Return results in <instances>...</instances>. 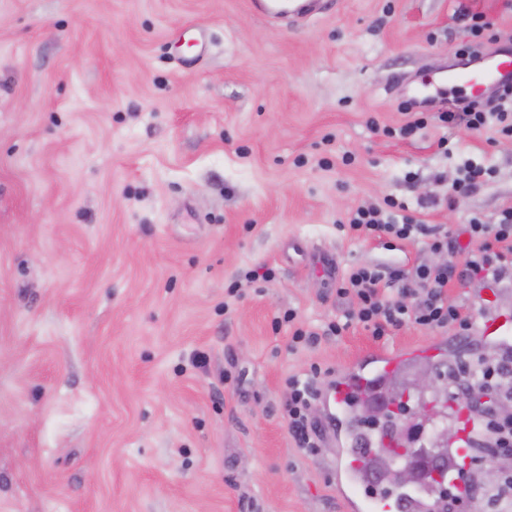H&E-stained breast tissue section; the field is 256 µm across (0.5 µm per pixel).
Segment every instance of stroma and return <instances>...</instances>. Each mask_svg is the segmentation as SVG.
<instances>
[{
  "label": "stroma",
  "mask_w": 512,
  "mask_h": 512,
  "mask_svg": "<svg viewBox=\"0 0 512 512\" xmlns=\"http://www.w3.org/2000/svg\"><path fill=\"white\" fill-rule=\"evenodd\" d=\"M471 13L512 41V0H334L297 28L250 0H0V512H352L323 405L316 451L288 430L289 377L384 353L398 390L493 353L476 328L321 333L350 266L448 257L353 238L351 211L390 196L453 241L512 205V138L395 134ZM467 158L493 178L430 205ZM500 286L448 300L512 313Z\"/></svg>",
  "instance_id": "1"
}]
</instances>
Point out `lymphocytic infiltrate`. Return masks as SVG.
I'll return each mask as SVG.
<instances>
[{
    "label": "lymphocytic infiltrate",
    "mask_w": 512,
    "mask_h": 512,
    "mask_svg": "<svg viewBox=\"0 0 512 512\" xmlns=\"http://www.w3.org/2000/svg\"><path fill=\"white\" fill-rule=\"evenodd\" d=\"M463 117L469 129L479 131L488 127L512 137V83L491 92L478 103L454 102L448 110L439 112L441 122L451 123ZM398 203L385 199L380 207H360L347 220L350 231L358 237L383 233L400 240L417 236L429 237L432 251L452 247L453 256L440 266L420 265L408 271L400 267L381 270L374 265L362 264L350 268L341 290L342 295L356 299L357 309L348 311L344 322L358 321L371 328L373 336H385L388 329L412 321L421 326L441 329L458 325L467 332L474 327L471 312L449 304L447 286L451 278H478L496 282L512 276V205L500 209L496 222L487 224L471 220L465 231L469 244L449 245L437 227L419 224L407 219L396 222L391 212ZM416 296L415 305H407L403 298ZM344 322H333L328 331L340 335ZM291 394L285 407L290 430L300 448L317 447L319 427L309 419V411L316 400L312 380L292 379ZM478 392H490L498 398L512 400V358H479L459 374L450 390L458 401H469ZM483 443L490 455H512V416L492 409L484 410L475 420L465 443ZM474 460H464L454 465L456 473L450 496L455 503L463 504L482 498L492 512H512V476L494 489L478 490L472 481Z\"/></svg>",
    "instance_id": "1"
}]
</instances>
